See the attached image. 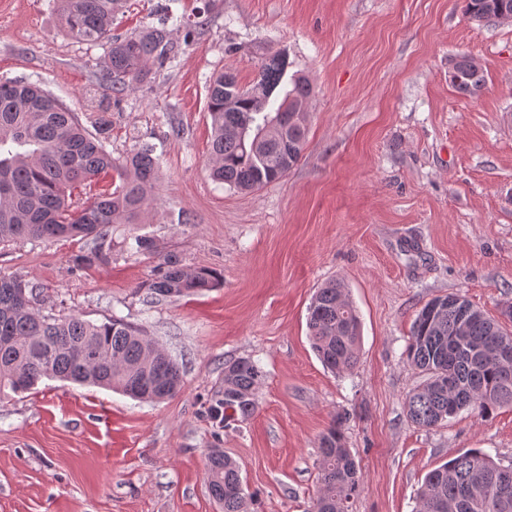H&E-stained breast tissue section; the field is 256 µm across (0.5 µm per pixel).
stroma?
I'll list each match as a JSON object with an SVG mask.
<instances>
[{"label":"stroma","mask_w":512,"mask_h":512,"mask_svg":"<svg viewBox=\"0 0 512 512\" xmlns=\"http://www.w3.org/2000/svg\"><path fill=\"white\" fill-rule=\"evenodd\" d=\"M174 57L125 89L101 79L109 41L66 36L56 0H0V81L39 84L123 159H158L139 223L112 227L108 262L77 266L88 240L0 245V274L38 283L43 313L145 324L179 363L183 387L160 403L54 379L0 397V512H221L205 455L239 465L249 512H307L320 490L318 446L341 421L362 474L351 512H414L425 476L471 448L512 462V408L463 410L432 429L405 398L423 375L407 360L417 310L458 294L499 317L512 306V22L479 26L463 0H123L112 38L158 25ZM283 52L312 86L300 161L242 192L207 171L210 79L241 85ZM477 58L486 86L460 96L448 61ZM150 237L153 255L127 251ZM216 272V288L154 299L160 255ZM341 281L361 320L358 362L334 373L309 340L307 308ZM263 372L259 408L217 428L204 403L224 363Z\"/></svg>","instance_id":"1"}]
</instances>
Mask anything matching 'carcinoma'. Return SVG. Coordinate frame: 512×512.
Returning <instances> with one entry per match:
<instances>
[{"label": "carcinoma", "mask_w": 512, "mask_h": 512, "mask_svg": "<svg viewBox=\"0 0 512 512\" xmlns=\"http://www.w3.org/2000/svg\"><path fill=\"white\" fill-rule=\"evenodd\" d=\"M61 28L80 42L108 37L118 0H57ZM512 13V0H465L464 15L479 25L493 22V8ZM167 24L112 44L105 74L113 85L142 80L150 65L169 59ZM288 70L281 54L261 58L253 82L243 87L222 72L209 83L207 109L212 140L211 176L241 191H252L288 173L299 161L309 123L312 88L291 78V89L273 99ZM448 81L466 98L486 85L474 58L448 61ZM105 128L89 133L78 117L49 92L24 80L0 82V244L29 238H91L94 247L79 262H105L111 227L136 224L154 200L157 158L143 148L121 161L103 145ZM110 171L119 185L78 203L73 191ZM220 277L189 269L165 254L142 287L158 297L188 296L214 288ZM39 286L0 275V395L27 392L42 379H58L119 391L142 402L172 398L182 389L179 364L144 327L112 318L100 324L77 314L45 315L32 305ZM314 349L330 369L344 371L358 360L357 311L336 280L326 282L308 309ZM512 332L459 295L427 302L412 323L406 348L410 365L427 379L407 397L417 426L432 429L464 409L486 414L512 408V356L500 355ZM262 372L248 358L224 362V388L205 402V413L220 428L248 420L259 407ZM321 490L310 512H349L361 485L359 467L346 448L341 424L319 442ZM206 479L210 493L223 498L222 512H246L239 466L220 448L209 449ZM415 512H512V464L472 448L433 470L416 499Z\"/></svg>", "instance_id": "obj_1"}]
</instances>
